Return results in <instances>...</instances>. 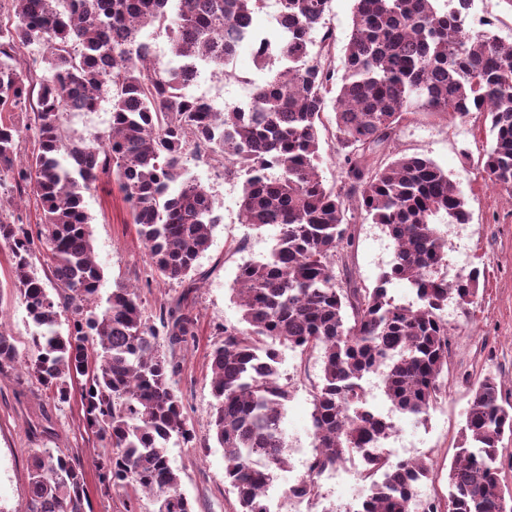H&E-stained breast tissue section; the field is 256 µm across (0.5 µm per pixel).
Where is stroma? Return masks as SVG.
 <instances>
[{
	"label": "stroma",
	"mask_w": 512,
	"mask_h": 512,
	"mask_svg": "<svg viewBox=\"0 0 512 512\" xmlns=\"http://www.w3.org/2000/svg\"><path fill=\"white\" fill-rule=\"evenodd\" d=\"M262 74L250 45H242L226 65L225 73L203 68L200 89L218 92L223 105L249 102L254 81ZM492 143L489 124L481 114L462 120L445 114L413 112L400 124L393 152L422 155L433 160L457 182L471 212L469 231L451 234L447 215L435 227L446 242L447 279L480 268L477 303L456 310L449 326L448 368L445 390L425 422L409 417L397 420V434L415 443L421 457L429 459L434 474L422 486L429 497L448 495V470L457 452V435L469 399L471 381L495 376L504 401L512 402V194L487 179L482 159ZM190 175L208 186L220 221L212 232L208 250L196 271L198 286L184 291L160 280L138 237L118 183L102 177L96 190L85 193L84 207L90 221L94 254L104 272L101 296L117 285L136 288L148 313L159 306L183 302L197 316L194 334L177 346L163 345L178 364L173 378L195 438L188 445L170 446L172 468L181 478L182 490L192 512H238L235 494L224 480V451L214 444L211 420L209 352L224 324L237 323L240 314L231 299L238 267L266 258L276 243L275 226L254 227L239 219L241 183L226 178L220 157L189 155ZM393 259V244L380 225L364 222L356 227V241L346 258V268L360 286L374 287ZM12 264L7 249L0 248V323L13 336L19 352H27L32 325L9 287ZM281 380L291 397L283 427L292 448L288 468L280 472L269 494L272 512H288L286 489L303 474L302 461L313 454L311 430L312 387L322 375V361L314 356L300 360L284 351ZM34 448H57L81 462L92 512H124L121 501L105 496L98 480L97 460L102 451L94 433L84 424L79 396L60 404L30 379L23 366L0 373V512H21L28 483V457ZM336 476L321 479V498L313 512H348L367 492L369 484L350 462L339 463Z\"/></svg>",
	"instance_id": "1"
}]
</instances>
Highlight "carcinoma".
I'll use <instances>...</instances> for the list:
<instances>
[{
	"label": "carcinoma",
	"mask_w": 512,
	"mask_h": 512,
	"mask_svg": "<svg viewBox=\"0 0 512 512\" xmlns=\"http://www.w3.org/2000/svg\"><path fill=\"white\" fill-rule=\"evenodd\" d=\"M470 0H355L341 65L326 22L330 0H277L276 32L253 26L264 0H4L0 10V113L20 110L19 126L0 117V246L10 253V288L34 327L25 369L60 404L80 384L86 427L107 448L99 483L138 512L139 493L154 512H191L168 448L193 429L172 384L175 365L159 336L178 345L196 317L181 302L146 315L140 295L119 285L100 301L103 273L94 259L83 192L113 175L133 224L163 280L192 289L199 258L219 221L215 200L186 176L184 158L224 155V176L243 179L242 223L278 227L262 261L238 268L233 288L240 318L226 324L210 352L211 425L224 450V480L240 512H270L262 489L287 469L282 423L289 400L280 381L284 346L322 360L312 390L316 452L286 493L314 497L320 478L354 452L367 454L369 493L349 512H410L415 486L432 476L424 459L392 461L368 449L396 432L366 407L376 376L397 415L424 421L437 404L448 366L453 298L475 302L479 269L450 286L438 276L445 241L433 218L469 221L456 183L426 157L388 159L385 150L410 112L464 120L481 112L492 144L484 172L512 189V44L489 27L466 26ZM166 30L171 56L154 61L144 29ZM43 42L44 68L22 67L24 49ZM248 43L267 71L246 107L218 112L189 92L200 63L224 71ZM112 105L109 127L75 137L70 114ZM335 113L331 143L340 183L320 173V125ZM39 199L43 218L25 224L15 197ZM370 219L394 245L390 268L373 288L337 279L336 265ZM47 273L42 279L36 270ZM405 284L415 302L397 303L388 286ZM20 353L0 329V371ZM512 435V404L495 378L472 382L448 471V498L425 512H512L496 461ZM22 512H91L81 463L34 448Z\"/></svg>",
	"instance_id": "cac0c4a2"
}]
</instances>
